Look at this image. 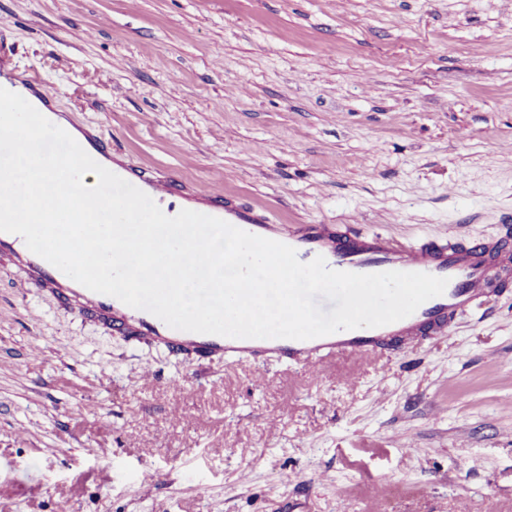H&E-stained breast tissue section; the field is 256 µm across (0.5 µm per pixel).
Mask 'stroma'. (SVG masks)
<instances>
[{"label":"stroma","mask_w":512,"mask_h":512,"mask_svg":"<svg viewBox=\"0 0 512 512\" xmlns=\"http://www.w3.org/2000/svg\"><path fill=\"white\" fill-rule=\"evenodd\" d=\"M30 75L113 157L281 224L512 214V0H0V76ZM265 372L0 266V512H512V285L424 346Z\"/></svg>","instance_id":"1"}]
</instances>
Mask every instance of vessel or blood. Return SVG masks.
Instances as JSON below:
<instances>
[{
	"label": "vessel or blood",
	"mask_w": 512,
	"mask_h": 512,
	"mask_svg": "<svg viewBox=\"0 0 512 512\" xmlns=\"http://www.w3.org/2000/svg\"><path fill=\"white\" fill-rule=\"evenodd\" d=\"M125 178L158 204L178 185L177 175L160 179L133 165L127 166ZM196 193L203 200L201 213L291 246L300 261L320 255L338 271L422 272L447 279L448 285L444 294L427 300L410 316L384 326L308 340L240 339L177 330L148 311L93 292L31 252L13 233L0 232V264L18 272L28 288L61 309L101 328L120 330L135 343L163 348L192 362H247L259 370L271 362L312 370L336 356L365 358L401 346H421L512 282V245L502 236L468 246L467 230L461 227L439 242L406 244L380 232L331 224H276L232 198L218 200L203 187Z\"/></svg>",
	"instance_id": "1"
}]
</instances>
